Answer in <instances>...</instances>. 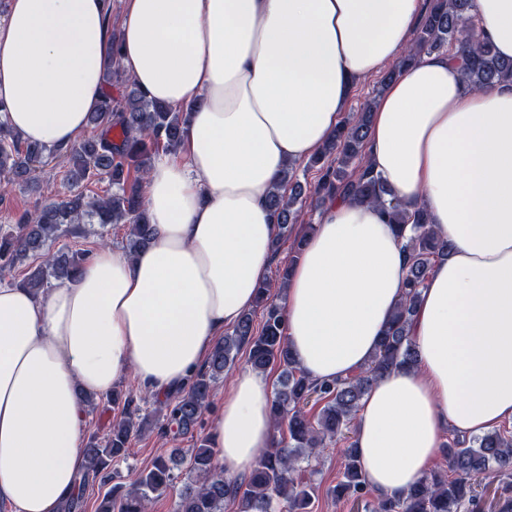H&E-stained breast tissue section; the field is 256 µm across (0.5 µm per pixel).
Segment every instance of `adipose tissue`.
I'll use <instances>...</instances> for the list:
<instances>
[{"instance_id":"ef3b65f1","label":"adipose tissue","mask_w":512,"mask_h":512,"mask_svg":"<svg viewBox=\"0 0 512 512\" xmlns=\"http://www.w3.org/2000/svg\"><path fill=\"white\" fill-rule=\"evenodd\" d=\"M420 0H126L120 63L149 97L192 106L180 155L149 170L154 237L136 257L95 251L36 296L0 285V505L59 512L84 470L86 405L126 375L166 399L189 386L267 281L279 227L266 195L334 134L354 88L402 54ZM478 30L512 58V0H473ZM105 0H11L0 21V122L68 147L104 93ZM366 158L423 207L453 252L410 325L413 368L363 397L354 441L368 489L400 495L443 437L512 422V86L474 91L424 54L386 88ZM292 266L281 305L294 359L330 382L372 359L407 277L380 206L338 196ZM272 386L239 369L207 442L250 473L274 441Z\"/></svg>"}]
</instances>
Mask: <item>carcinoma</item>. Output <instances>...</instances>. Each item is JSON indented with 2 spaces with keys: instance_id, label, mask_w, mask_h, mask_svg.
I'll return each mask as SVG.
<instances>
[{
  "instance_id": "obj_1",
  "label": "carcinoma",
  "mask_w": 512,
  "mask_h": 512,
  "mask_svg": "<svg viewBox=\"0 0 512 512\" xmlns=\"http://www.w3.org/2000/svg\"><path fill=\"white\" fill-rule=\"evenodd\" d=\"M471 10L472 0H433L413 43L383 82L390 83L417 56L450 48L467 87L482 90L511 84L512 59L499 56L490 41L478 36ZM111 39L105 82L120 85L122 95L116 98L106 92L89 113L93 136L68 148L48 149L25 141L0 123V182L28 183L45 164L46 156L65 162L68 194L52 202L35 203L16 216L13 224H0V271L15 268L30 255L43 257V262L28 269L21 280V285L36 296L48 290L49 279H70L89 258L88 253L69 248L47 251L48 242L59 237L64 224H126L125 254L134 257L146 248L152 238V224L143 205L146 175L154 159L162 152L177 151L189 132L192 107L177 110L148 97L121 70L119 35L113 32ZM373 105L371 100L355 118L341 121L323 149L308 160L307 169L319 173L313 187L302 185L296 178V163L292 162L268 191L282 238L298 223L308 198L342 195L385 208L389 223L406 240V289L370 364L331 383L318 384L307 377L293 360L286 339L279 303L289 274L285 267L278 279L258 290L261 327H254L253 312L243 313L232 331L213 346L188 388L167 398L165 407L166 429L177 437L191 433L209 407L217 381L245 346L255 370L264 372L271 366L280 370L271 414L275 428H287V436L261 455L243 480L226 478L203 440L188 450L170 449L127 485L114 484L112 467L126 459L131 439L149 424V414L129 395L121 417L112 422L108 433L87 439L86 472L64 512H81L82 490L95 481L105 487L97 512H148L150 504L180 477L183 486L174 512H224L227 498L238 502V512H309L316 486L305 478L303 464L319 457L326 442L350 439L360 400L379 377L415 364L409 322L431 267L447 258L452 249L449 241L431 229L428 213L420 208L411 210L396 200L362 159ZM332 154L336 155V165H325V158ZM94 180L108 181L110 191L103 195L87 193V185ZM312 403L321 405L315 417L308 409ZM344 454L342 477L330 494L356 504L363 502L369 512H475V483L480 476L496 472L512 478V431L506 427L468 439L448 437L442 446L446 469L430 471L403 495L368 502L355 443H349Z\"/></svg>"
}]
</instances>
